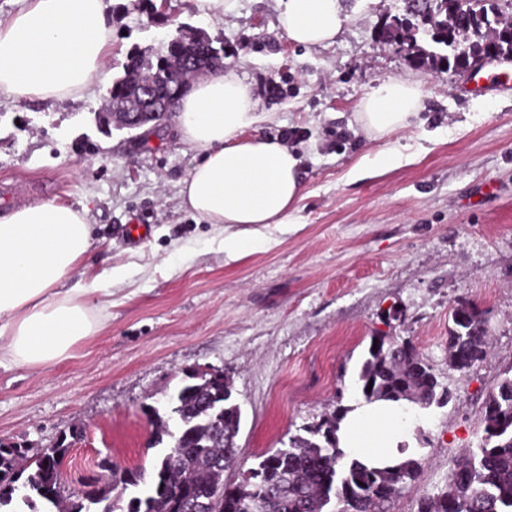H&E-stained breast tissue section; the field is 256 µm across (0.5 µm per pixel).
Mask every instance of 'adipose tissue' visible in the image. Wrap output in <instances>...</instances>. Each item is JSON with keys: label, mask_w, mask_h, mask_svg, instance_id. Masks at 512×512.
<instances>
[{"label": "adipose tissue", "mask_w": 512, "mask_h": 512, "mask_svg": "<svg viewBox=\"0 0 512 512\" xmlns=\"http://www.w3.org/2000/svg\"><path fill=\"white\" fill-rule=\"evenodd\" d=\"M347 19L343 0H285L280 25L290 42L316 46L333 43ZM111 45L107 0H24L0 16V99L80 97L102 75ZM421 101V84L402 78L383 80L360 100L355 119L380 142L377 162L397 160L383 141L409 128ZM176 112L181 140L196 154L182 183L184 204L239 252L252 242L237 226L287 223L303 197L299 160L282 142L257 135L277 115L258 111L238 74L197 80ZM91 246L86 209L44 202L0 213V367H54L102 330L105 305L95 289L66 285ZM410 425L395 404H366L342 422L340 446L365 464H388L413 455L398 447Z\"/></svg>", "instance_id": "ef3b65f1"}]
</instances>
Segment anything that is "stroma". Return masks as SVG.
I'll return each instance as SVG.
<instances>
[{
    "label": "stroma",
    "mask_w": 512,
    "mask_h": 512,
    "mask_svg": "<svg viewBox=\"0 0 512 512\" xmlns=\"http://www.w3.org/2000/svg\"><path fill=\"white\" fill-rule=\"evenodd\" d=\"M346 6L353 18L334 44L304 47L281 33L280 0H232L211 19L194 0H170L175 24L204 30L260 109L277 113L260 134L299 133L304 197L290 223L260 226V245L243 253L184 205L193 153L176 119L147 133L99 121L128 53L172 31L144 0H112V50L88 94L0 100V181L24 206L87 208L86 265L112 289L103 330L71 358L47 371L0 368V445L46 447L80 428L64 474L75 488L104 460L151 469L144 406L164 403L184 370L219 368L243 413L240 464L224 473L233 484L298 427L355 399L380 332L412 342L452 393L406 434L421 473L390 512H416L419 497L446 488L453 461L480 442L486 394L512 369V92L466 96L468 71L420 67L380 42L402 0ZM389 77L421 79L423 110L392 138L401 164L381 170L361 164L379 145L355 110ZM128 224L146 225V237L126 239ZM119 266L125 279L111 281ZM461 298L492 328L486 359L465 372L448 364V313Z\"/></svg>",
    "instance_id": "1"
}]
</instances>
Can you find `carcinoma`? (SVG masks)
<instances>
[{
    "mask_svg": "<svg viewBox=\"0 0 512 512\" xmlns=\"http://www.w3.org/2000/svg\"><path fill=\"white\" fill-rule=\"evenodd\" d=\"M477 2V9L471 0L407 4L385 17L380 38L411 50L414 63H441L446 71L512 56V25L498 27L502 10ZM423 34L446 53L424 52L418 45ZM154 58L153 63L138 51L129 53L125 75L112 82L109 98L115 103L132 98V72L154 74L158 92L167 95L178 87L172 71L176 60L201 66L224 61L203 34L164 40ZM449 320L448 358L465 372L487 355L490 337L482 331L486 316L463 299ZM356 388L366 403L390 400L421 410L444 407L451 399L415 346L385 334L371 337ZM351 410L353 406L340 403L330 416L299 427L287 446L269 451L248 469V476L227 485L224 471L237 462L241 407L223 372L197 376L186 371L167 402L146 411L155 426L150 447L157 449L151 471L108 465L104 470L112 471L122 492L115 494L107 485L87 492L68 486L54 470L68 459L69 446L42 449L44 464L34 460L35 448L0 446V512H251L258 501L263 512H389L394 497L414 488L421 460L410 457L392 466L369 467L348 455L339 448L337 431ZM479 428L476 451L453 463L448 488L421 497L416 512H512V374L487 393ZM20 481L31 489L25 499L14 493Z\"/></svg>",
    "mask_w": 512,
    "mask_h": 512,
    "instance_id": "carcinoma-1",
    "label": "carcinoma"
}]
</instances>
